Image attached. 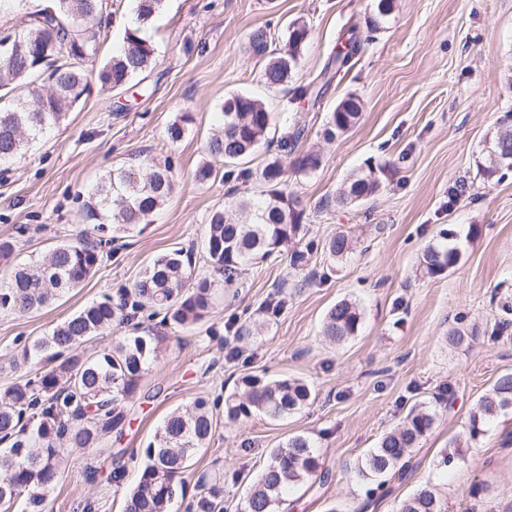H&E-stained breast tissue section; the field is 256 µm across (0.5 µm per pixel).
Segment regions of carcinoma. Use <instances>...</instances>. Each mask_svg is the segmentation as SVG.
Returning a JSON list of instances; mask_svg holds the SVG:
<instances>
[{"label":"carcinoma","instance_id":"obj_1","mask_svg":"<svg viewBox=\"0 0 512 512\" xmlns=\"http://www.w3.org/2000/svg\"><path fill=\"white\" fill-rule=\"evenodd\" d=\"M163 0H137V20L158 12ZM394 0H378L377 14L367 29L381 28ZM109 0H49L35 12L25 28L12 34L7 51L0 50V91L17 94L0 105V161L24 155L28 144L60 123L67 112L89 93L95 78L101 89H123L156 64V48L140 29H125L123 44L102 66L94 68L101 44L107 39L102 18ZM309 39L305 21L288 25L283 46L271 48L267 29L248 34L247 49L264 62L263 77L270 87H285L292 78ZM361 47L357 28L346 34L342 49L330 55L323 77L347 71ZM51 81L42 91V77ZM360 98L349 94L330 112L324 137L331 140L354 126L362 112ZM224 127L206 145L209 160L195 171V179L206 183L217 178L221 167L250 157L265 141L272 121L266 104L245 93L231 95L221 106ZM288 165L276 156L264 165L259 179L267 185L258 200L241 195L233 202L239 217L217 208L208 215L203 250L211 266L234 282L239 271L281 249H288L289 265L304 269L310 248H299L303 212L299 201L283 189ZM175 172L172 165L151 163L142 169L109 171L89 191L84 204L86 218L112 219V232L125 234L143 223L170 197ZM381 186L378 168L366 166L352 174L336 194V202L353 204L374 195ZM81 232L75 240L49 250L33 265H16L0 281V313L26 314L47 306L78 287L101 265L112 239ZM443 242L428 245L419 259L420 273L436 277L462 260L453 243L457 233H443ZM325 249L334 260L353 253V243L340 232ZM196 259L182 248L155 257L140 272L132 287L118 299L110 296L85 305L58 324L50 334L23 346L13 358V368L26 376L0 392V512H48L49 498L62 480L70 448H97L108 434L119 438L126 426L122 403L132 399L150 363L157 358L165 337L132 325L125 336L92 354L82 346L124 326L144 311L162 315V322L191 329L210 313L216 295L215 281L194 276ZM361 324L358 305L348 299L337 302L327 313L322 335L333 343L356 335ZM312 393L300 379H269L255 374L242 376L236 390L224 398V416L230 421L261 415L279 420L309 404ZM512 408V373L500 376L477 402L470 437L482 433L481 424ZM436 415L420 404L368 450L357 464L359 477L375 487L374 495L387 479L400 477L407 466L409 450L433 428ZM214 413L203 397L171 411L157 428L153 440L142 449L140 476L125 495L124 512H171L175 499L184 496L185 475L199 451L207 447L213 433ZM320 469L313 442L294 435L272 450L270 463L250 488L244 512H282L289 488L305 483ZM201 493L197 512H222L224 471L198 475ZM396 512H445L435 493L422 489L401 501Z\"/></svg>","mask_w":512,"mask_h":512}]
</instances>
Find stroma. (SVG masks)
Returning a JSON list of instances; mask_svg holds the SVG:
<instances>
[{
    "label": "stroma",
    "mask_w": 512,
    "mask_h": 512,
    "mask_svg": "<svg viewBox=\"0 0 512 512\" xmlns=\"http://www.w3.org/2000/svg\"><path fill=\"white\" fill-rule=\"evenodd\" d=\"M377 3L164 0L148 34L157 63L147 79L114 92L92 86L23 157L0 163V238L15 240L18 264L87 228V192L107 171L170 159L179 178L165 205L115 239L81 287L39 311L0 315L4 387L19 377L11 362L21 341L47 335L89 302L129 287L155 256L177 246L193 250L197 272L214 276L202 256L210 211L227 206L231 191L256 197L262 190L256 176L243 184L193 177L223 122L226 97L253 95L280 125L303 127L289 159L307 151L322 157L317 170L289 173L284 186L299 197L307 237L318 245L310 284L286 258L269 259L220 291L201 325L170 332L125 404L122 438L72 450L52 512H83L89 501L95 512H121L140 471L131 452L147 445L170 411L222 395L250 373L303 380L316 399L280 420L218 418L172 512H195L196 478L218 466L224 512H242L272 449L298 434L313 441L321 469L288 494L285 512H395L423 487L436 491L447 512H512V410L484 423L478 437L469 435L478 398L512 372V170L486 179L478 169L490 137L512 116V0H395L381 29L371 32L366 21ZM297 18L310 36L296 76L288 87H266L247 37L267 25L285 40ZM352 26L366 36L353 66L333 77L321 99L299 97ZM351 93L364 102L357 123L326 140L330 112ZM186 114L187 134L171 143L169 125ZM369 163L384 169L381 191L337 204L343 182ZM447 229L461 236V264L438 277L421 275L423 249ZM339 232L356 242L343 261L324 249ZM343 299L358 303L361 325L333 343L322 327ZM277 300L284 307L264 335L236 339V328ZM456 327L469 335L460 347L448 342ZM418 403L436 411L432 430L410 450L403 479L367 498L353 467ZM455 437L461 444L454 462L441 467ZM118 466L126 469L120 485L110 478Z\"/></svg>",
    "instance_id": "obj_1"
}]
</instances>
